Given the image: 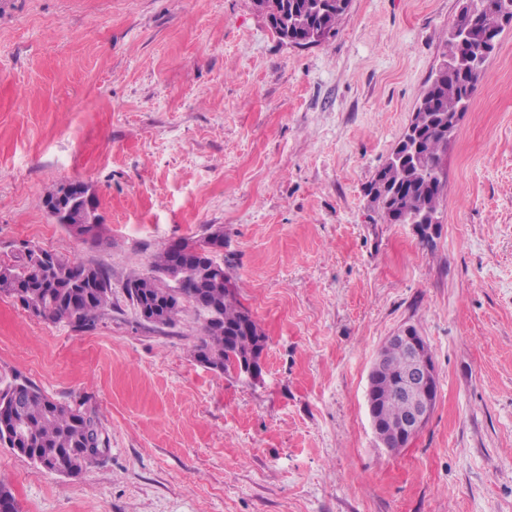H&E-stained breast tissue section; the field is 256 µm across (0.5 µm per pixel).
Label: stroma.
Listing matches in <instances>:
<instances>
[{
    "instance_id": "1",
    "label": "stroma",
    "mask_w": 512,
    "mask_h": 512,
    "mask_svg": "<svg viewBox=\"0 0 512 512\" xmlns=\"http://www.w3.org/2000/svg\"><path fill=\"white\" fill-rule=\"evenodd\" d=\"M461 5L350 0L297 48L253 0H0V259L26 244L112 278L89 331L0 296V383L86 401L110 438L76 477L0 447L19 512H512V27L444 154L432 242L366 198ZM71 181L97 238L44 206ZM216 230L268 337L256 383L194 358L192 305L157 327L124 291ZM406 325L439 395L391 452L367 378Z\"/></svg>"
}]
</instances>
